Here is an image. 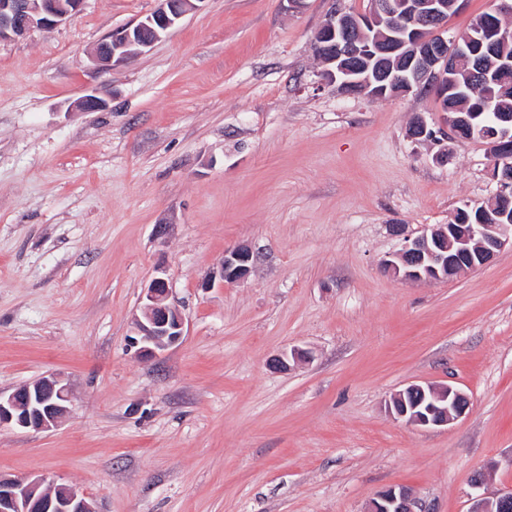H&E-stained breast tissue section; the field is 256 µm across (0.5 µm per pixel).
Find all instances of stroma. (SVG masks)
<instances>
[{
	"label": "stroma",
	"mask_w": 512,
	"mask_h": 512,
	"mask_svg": "<svg viewBox=\"0 0 512 512\" xmlns=\"http://www.w3.org/2000/svg\"><path fill=\"white\" fill-rule=\"evenodd\" d=\"M157 6L85 0L0 42V390L54 373L72 391L59 426L0 427V474L67 482L95 512H366L391 486L471 512L512 490V250L449 281L382 266L394 225L492 200L488 146L412 141L414 117L443 122L434 94L328 84L314 39L368 0H205L124 63L89 62ZM239 246L248 277L204 287ZM158 276L183 336L142 358ZM293 348L309 359L275 368ZM413 383L459 389L466 414L395 419Z\"/></svg>",
	"instance_id": "stroma-1"
}]
</instances>
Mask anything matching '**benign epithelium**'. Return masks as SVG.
I'll return each mask as SVG.
<instances>
[{"label":"benign epithelium","mask_w":512,"mask_h":512,"mask_svg":"<svg viewBox=\"0 0 512 512\" xmlns=\"http://www.w3.org/2000/svg\"><path fill=\"white\" fill-rule=\"evenodd\" d=\"M159 6L136 24L101 42L93 61L106 69L141 53L175 27L190 11L206 0H158ZM83 0H0V41L15 40L37 28L58 25L76 12ZM398 18L401 35L383 32L365 39L366 29L386 18ZM447 0H370L368 12L333 9L320 28L314 53L328 65V82L351 92H389L409 95L431 92L442 102L441 88L448 83L452 59L448 52ZM472 112L444 116L448 136L478 138L486 142L493 158L512 153V114L495 113L497 126L477 131ZM416 142L434 140V128L420 116L408 129ZM400 248L384 266L405 280L447 281L464 269L489 263L503 248L512 246L509 223L437 224L416 237L402 236ZM254 264V254L239 247L224 255L220 269L206 283H234L245 279ZM170 288L163 277L154 278L145 292L142 316L135 323L132 344L146 356H154L177 344L184 321L169 302ZM71 393L59 376H42L9 394L0 391V426L45 431L70 412ZM469 406L462 391L448 385L410 384L394 394L388 411L395 418L421 427H439L462 417ZM0 512H94L76 487L35 478L0 475ZM368 512H418V503L408 489L390 487L374 499ZM473 512H512V491L482 498Z\"/></svg>","instance_id":"7a95c632"}]
</instances>
